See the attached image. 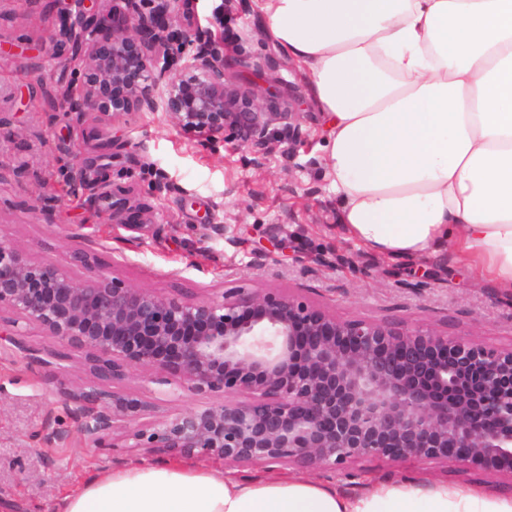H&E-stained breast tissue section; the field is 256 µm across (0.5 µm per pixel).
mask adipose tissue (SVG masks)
<instances>
[{
  "label": "adipose tissue",
  "instance_id": "ef3b65f1",
  "mask_svg": "<svg viewBox=\"0 0 512 512\" xmlns=\"http://www.w3.org/2000/svg\"><path fill=\"white\" fill-rule=\"evenodd\" d=\"M311 74L344 230L386 257L447 250L512 290V0H262ZM61 512H512V497L305 475L242 481L190 463L89 480Z\"/></svg>",
  "mask_w": 512,
  "mask_h": 512
}]
</instances>
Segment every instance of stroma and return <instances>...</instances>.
<instances>
[{
	"label": "stroma",
	"instance_id": "1",
	"mask_svg": "<svg viewBox=\"0 0 512 512\" xmlns=\"http://www.w3.org/2000/svg\"><path fill=\"white\" fill-rule=\"evenodd\" d=\"M179 28H200L224 44L230 71L250 76L254 64L281 77L302 95L304 139L292 153L281 148L246 152L231 142L201 144L159 112H93L81 117L54 108L38 82L52 67L59 86L88 80L65 66L71 47L54 35L44 0H0V233L19 241L30 257L68 264L84 241L97 267L163 294L205 298L225 288L296 290L329 305L338 317L427 321L452 336H479L512 344V293L479 279L447 257L428 261L434 279L420 282L423 264L382 258L344 231L330 186L324 115L308 93L310 75L290 61L264 30L260 0H189ZM128 141L107 176L109 202L68 182L74 143L86 156L109 152L111 139ZM164 212L160 230L130 232L146 207ZM125 224H112L113 211ZM224 227L203 241L204 216ZM0 512H59L64 495L93 477L161 453L93 448L75 434L44 369L20 353L0 351ZM63 438L47 444L46 433ZM364 479L332 477L348 494L365 481L484 485L475 475L428 472L407 464L365 461Z\"/></svg>",
	"mask_w": 512,
	"mask_h": 512
}]
</instances>
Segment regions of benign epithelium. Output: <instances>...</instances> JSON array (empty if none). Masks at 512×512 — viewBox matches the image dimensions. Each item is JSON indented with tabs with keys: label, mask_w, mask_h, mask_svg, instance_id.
Segmentation results:
<instances>
[{
	"label": "benign epithelium",
	"mask_w": 512,
	"mask_h": 512,
	"mask_svg": "<svg viewBox=\"0 0 512 512\" xmlns=\"http://www.w3.org/2000/svg\"><path fill=\"white\" fill-rule=\"evenodd\" d=\"M56 5L57 35L85 49L93 80L57 105L81 117L122 88L119 110L164 112L179 129L250 150L304 137L298 92L269 112L285 87L267 76L242 83L224 54L195 30L170 33L184 0H112L119 26L104 33L98 0ZM108 36L106 52L98 40ZM131 69L140 82L124 86ZM72 266L33 261L0 240V350L53 372V392L74 431L94 448L156 449L171 458L232 467H292L352 478L356 465L408 460L479 475L512 492V345L454 337L425 322L342 319L295 291L225 288L208 298L162 294L97 270L86 249ZM34 325L48 344L25 340ZM84 377L72 378L69 352ZM162 387L155 397L121 386ZM185 392L206 400L165 410Z\"/></svg>",
	"instance_id": "7a95c632"
}]
</instances>
